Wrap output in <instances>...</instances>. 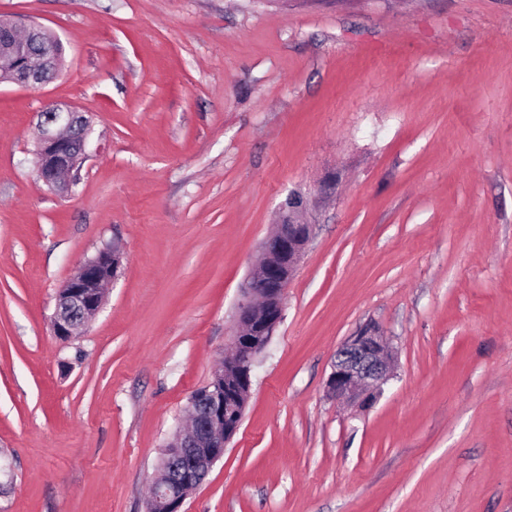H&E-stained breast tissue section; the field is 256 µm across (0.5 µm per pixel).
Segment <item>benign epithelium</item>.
Listing matches in <instances>:
<instances>
[{
	"label": "benign epithelium",
	"mask_w": 512,
	"mask_h": 512,
	"mask_svg": "<svg viewBox=\"0 0 512 512\" xmlns=\"http://www.w3.org/2000/svg\"><path fill=\"white\" fill-rule=\"evenodd\" d=\"M59 39L38 22L0 19V83L35 88L53 81L62 68ZM91 120L75 106L48 104L37 124L34 169L51 191L65 195L75 174L88 157ZM302 205L293 198L288 215L264 240V263L242 286L243 299L236 311L231 354L224 357L216 381L190 403L200 428L177 431L167 442L162 472L152 483L146 512H182L190 483L174 463L190 459L192 470L210 471L224 456L238 432L257 358L266 350L282 320L283 296L312 236L313 225L303 221ZM122 253L106 249L81 263L60 289L53 318L54 335L66 342L90 321L103 305V289L122 267ZM394 357L377 333L365 328L337 351L326 381L327 393L352 405L369 402L393 376Z\"/></svg>",
	"instance_id": "1"
}]
</instances>
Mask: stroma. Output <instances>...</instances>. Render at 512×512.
I'll return each instance as SVG.
<instances>
[{
  "label": "stroma",
  "mask_w": 512,
  "mask_h": 512,
  "mask_svg": "<svg viewBox=\"0 0 512 512\" xmlns=\"http://www.w3.org/2000/svg\"><path fill=\"white\" fill-rule=\"evenodd\" d=\"M63 45L0 83V512H144L289 196L311 240L243 422L182 512H512V0H0ZM74 104L67 196L32 170ZM86 329L56 296L106 248ZM375 327L392 379L331 398ZM39 119L34 154L37 178L56 194H68L88 157L90 117L75 106L48 104ZM122 253L116 249L100 251L81 263L60 289L53 318V333L61 341L75 336L103 305V289L116 279L122 267ZM394 357L382 336L365 328L337 351L326 381L327 393L352 405L372 401L393 376Z\"/></svg>",
  "instance_id": "35a3bbf8"
}]
</instances>
